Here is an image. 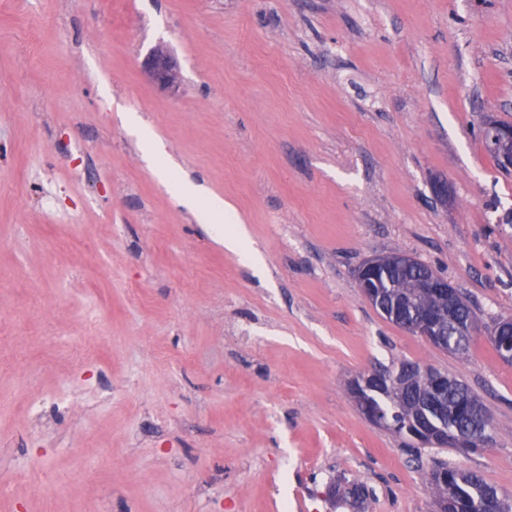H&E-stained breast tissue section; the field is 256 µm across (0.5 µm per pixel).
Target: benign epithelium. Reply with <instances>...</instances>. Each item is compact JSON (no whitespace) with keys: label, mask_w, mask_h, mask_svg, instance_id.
<instances>
[{"label":"benign epithelium","mask_w":512,"mask_h":512,"mask_svg":"<svg viewBox=\"0 0 512 512\" xmlns=\"http://www.w3.org/2000/svg\"><path fill=\"white\" fill-rule=\"evenodd\" d=\"M144 68L150 80L158 86L168 88L172 86L177 77L176 62L167 51L156 49L146 58ZM489 134L491 148L497 155L499 167L512 170V126L489 121L485 125ZM415 258L405 253H393L391 255L376 256L365 260L356 270L358 288L367 300L381 312H391V319L399 320L397 314L412 309V298L419 292H428L440 299L437 312L431 315H423L420 319L405 322L408 331L416 336L423 337L427 342L438 348L446 347L441 338V326L443 322L453 324L463 333H475V327L471 323L463 324L455 316L457 291L447 279L435 274H425L414 285L400 289L390 298H385L377 288L378 274L394 266L406 268L413 264ZM495 335L504 336L499 350V357L507 364L512 363V318L505 317L497 325ZM385 389L380 376L365 373L351 382V390L363 414L378 426H384L380 412L372 407L366 400V396Z\"/></svg>","instance_id":"7a95c632"}]
</instances>
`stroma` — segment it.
<instances>
[{"label": "stroma", "instance_id": "1", "mask_svg": "<svg viewBox=\"0 0 512 512\" xmlns=\"http://www.w3.org/2000/svg\"><path fill=\"white\" fill-rule=\"evenodd\" d=\"M159 47L176 88L142 68ZM128 112L262 272L155 177ZM491 117L512 123V0H0V512H436V455L512 495ZM392 251L470 303L467 354L361 293ZM406 360L481 398L490 447L417 460L365 417L351 381ZM219 237L224 243L225 249L240 255L247 264L255 263L256 254L246 247V238L242 227L229 228L224 235H219Z\"/></svg>", "mask_w": 512, "mask_h": 512}]
</instances>
